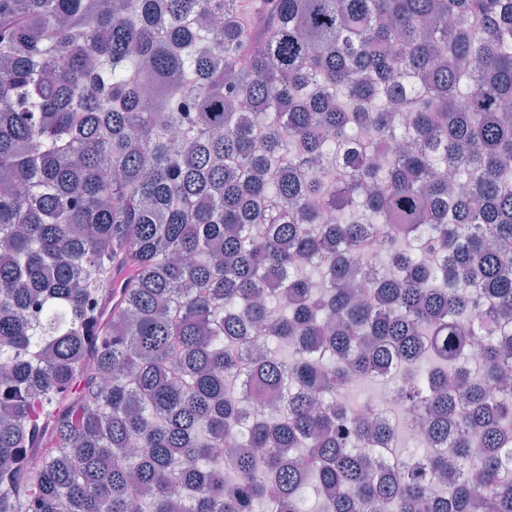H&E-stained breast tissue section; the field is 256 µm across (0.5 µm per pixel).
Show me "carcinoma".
I'll use <instances>...</instances> for the list:
<instances>
[{
    "mask_svg": "<svg viewBox=\"0 0 512 512\" xmlns=\"http://www.w3.org/2000/svg\"><path fill=\"white\" fill-rule=\"evenodd\" d=\"M244 9L0 0V512H512V0Z\"/></svg>",
    "mask_w": 512,
    "mask_h": 512,
    "instance_id": "obj_1",
    "label": "carcinoma"
}]
</instances>
